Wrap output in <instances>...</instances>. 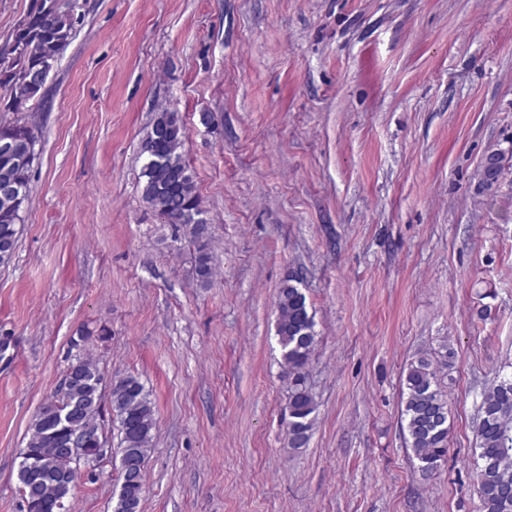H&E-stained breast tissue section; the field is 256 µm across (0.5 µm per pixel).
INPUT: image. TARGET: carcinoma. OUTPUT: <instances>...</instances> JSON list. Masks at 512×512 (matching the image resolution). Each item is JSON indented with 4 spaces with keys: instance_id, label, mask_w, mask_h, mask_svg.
<instances>
[{
    "instance_id": "carcinoma-1",
    "label": "carcinoma",
    "mask_w": 512,
    "mask_h": 512,
    "mask_svg": "<svg viewBox=\"0 0 512 512\" xmlns=\"http://www.w3.org/2000/svg\"><path fill=\"white\" fill-rule=\"evenodd\" d=\"M84 4L80 0H30V5L8 42L0 48V112L19 113L33 100L43 101L44 86L32 78L51 59L59 62L76 35ZM186 128L178 113H157L142 145L145 158L139 182L142 200L156 214L186 229L193 244L195 279L210 285L215 268L209 233L196 231L205 223L201 200L189 164L182 153ZM39 129L22 117L0 121V146L8 143L15 153L0 149V188L15 189L13 205L0 203V263L11 259L30 198L32 173L37 158ZM502 175L492 162L477 168L482 185L495 186ZM290 276L277 293V336L291 385L288 446L303 448L311 437L317 404L304 385V370L316 343L314 316ZM90 334L71 341L72 355L57 393L46 399L29 426L26 448L20 453L17 472L23 512H59L56 492L66 485L71 492L80 478L79 466L61 459L56 448L69 447L66 429L56 425L62 415L71 425L87 432L83 448L91 456L107 439L101 424L103 378L98 367L81 351ZM454 351L445 344L429 358L410 362L404 376L401 425L407 447L419 461V471L433 476L448 455V399L445 378L453 366ZM120 431V492L113 512H141L145 497V465L151 450L155 419L150 394L134 375L116 376L108 397ZM476 432V484L483 512H512V500L503 489L512 487V375H503L480 393Z\"/></svg>"
}]
</instances>
